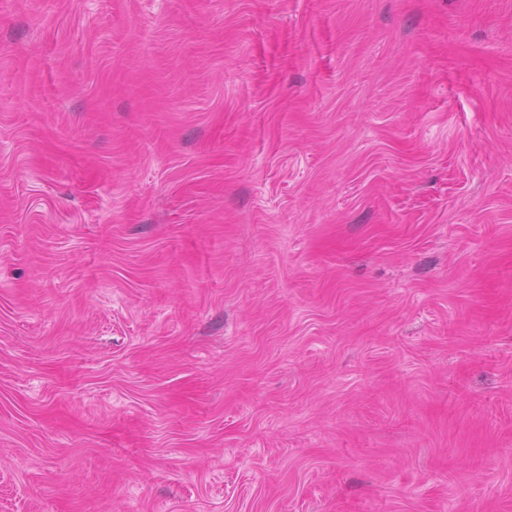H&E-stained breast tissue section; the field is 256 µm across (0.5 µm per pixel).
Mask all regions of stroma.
<instances>
[{"label": "stroma", "instance_id": "35a3bbf8", "mask_svg": "<svg viewBox=\"0 0 512 512\" xmlns=\"http://www.w3.org/2000/svg\"><path fill=\"white\" fill-rule=\"evenodd\" d=\"M0 512H512V0H0Z\"/></svg>", "mask_w": 512, "mask_h": 512}]
</instances>
